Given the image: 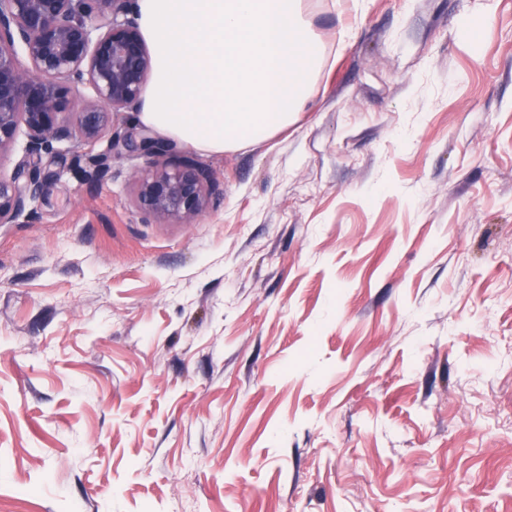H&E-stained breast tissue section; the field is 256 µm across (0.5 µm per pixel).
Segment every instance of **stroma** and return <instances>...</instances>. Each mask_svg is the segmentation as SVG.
Instances as JSON below:
<instances>
[{
	"mask_svg": "<svg viewBox=\"0 0 512 512\" xmlns=\"http://www.w3.org/2000/svg\"><path fill=\"white\" fill-rule=\"evenodd\" d=\"M304 7L195 223L126 155L0 224V512H512V0Z\"/></svg>",
	"mask_w": 512,
	"mask_h": 512,
	"instance_id": "stroma-1",
	"label": "stroma"
}]
</instances>
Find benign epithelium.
<instances>
[{"label": "benign epithelium", "mask_w": 512, "mask_h": 512, "mask_svg": "<svg viewBox=\"0 0 512 512\" xmlns=\"http://www.w3.org/2000/svg\"><path fill=\"white\" fill-rule=\"evenodd\" d=\"M151 69L137 0H0V155L26 138L12 175H0V224L36 216L44 162L64 154L85 157L89 181L125 152L160 159L134 179L139 210L189 224L209 209L206 165L159 138L112 131L115 113L139 106Z\"/></svg>", "instance_id": "benign-epithelium-1"}]
</instances>
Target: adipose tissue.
<instances>
[{
  "label": "adipose tissue",
  "instance_id": "1",
  "mask_svg": "<svg viewBox=\"0 0 512 512\" xmlns=\"http://www.w3.org/2000/svg\"><path fill=\"white\" fill-rule=\"evenodd\" d=\"M304 0H137L152 56L138 121L221 153L296 119L324 57Z\"/></svg>",
  "mask_w": 512,
  "mask_h": 512
}]
</instances>
